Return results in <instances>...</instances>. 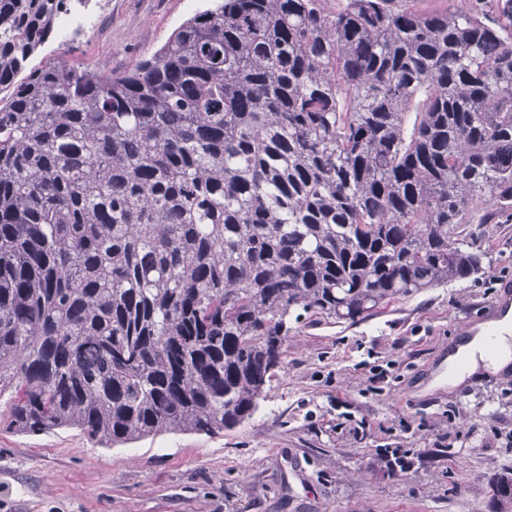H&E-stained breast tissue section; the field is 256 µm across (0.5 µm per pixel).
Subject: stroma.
<instances>
[{
	"label": "stroma",
	"mask_w": 512,
	"mask_h": 512,
	"mask_svg": "<svg viewBox=\"0 0 512 512\" xmlns=\"http://www.w3.org/2000/svg\"><path fill=\"white\" fill-rule=\"evenodd\" d=\"M211 0H87L92 24L46 41L29 68H135ZM479 281L427 289L355 325L294 324L250 420L105 448L75 430L0 426V512H489L487 479L512 466V371L457 388L424 379L512 285V223L489 224ZM421 455L411 479L371 467L379 448ZM447 447L429 463L424 451Z\"/></svg>",
	"instance_id": "35a3bbf8"
}]
</instances>
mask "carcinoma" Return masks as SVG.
I'll return each instance as SVG.
<instances>
[{
	"label": "carcinoma",
	"instance_id": "obj_1",
	"mask_svg": "<svg viewBox=\"0 0 512 512\" xmlns=\"http://www.w3.org/2000/svg\"><path fill=\"white\" fill-rule=\"evenodd\" d=\"M414 2L214 0L130 72L18 81L71 0H0L1 423L231 430L291 321L482 278L461 229L512 221V0Z\"/></svg>",
	"mask_w": 512,
	"mask_h": 512
}]
</instances>
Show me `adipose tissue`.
Wrapping results in <instances>:
<instances>
[{
  "label": "adipose tissue",
  "mask_w": 512,
  "mask_h": 512,
  "mask_svg": "<svg viewBox=\"0 0 512 512\" xmlns=\"http://www.w3.org/2000/svg\"><path fill=\"white\" fill-rule=\"evenodd\" d=\"M499 346L495 357H488L484 352L483 339L479 336L457 347L450 356L451 372L448 376L449 386H457L481 370L499 372L512 364V318L503 317L499 322Z\"/></svg>",
  "instance_id": "1"
}]
</instances>
